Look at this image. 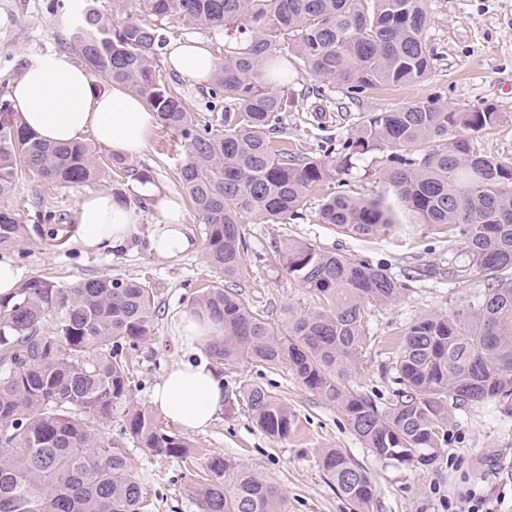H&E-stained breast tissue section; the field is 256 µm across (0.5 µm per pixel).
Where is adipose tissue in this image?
<instances>
[{"label":"adipose tissue","mask_w":512,"mask_h":512,"mask_svg":"<svg viewBox=\"0 0 512 512\" xmlns=\"http://www.w3.org/2000/svg\"><path fill=\"white\" fill-rule=\"evenodd\" d=\"M167 65L194 84L207 82L219 61L201 40H174L166 50ZM10 101L19 122L43 140L69 143L94 133L114 154L133 158L148 144L156 115L139 97L118 87L95 88L87 69L74 55L49 51L32 56L10 87ZM140 194L153 197L161 214L150 236V249L174 258L191 249L179 206L150 185ZM135 207L107 192L84 197L78 204V241L88 250L124 247L137 233ZM177 330L191 348L206 347L223 335L224 325L207 312H184ZM154 402L166 417L187 430L210 425L224 406V388L210 362L179 363L154 391Z\"/></svg>","instance_id":"1"}]
</instances>
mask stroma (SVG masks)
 Instances as JSON below:
<instances>
[{"label": "stroma", "instance_id": "1", "mask_svg": "<svg viewBox=\"0 0 512 512\" xmlns=\"http://www.w3.org/2000/svg\"><path fill=\"white\" fill-rule=\"evenodd\" d=\"M426 5L427 43L434 53L428 78L376 90L357 104L336 92L326 112L317 115L313 91L319 80L304 72L295 74L297 95L285 114L284 143L321 157L353 135L364 113L440 95L461 108L498 112V122L483 132L480 141L488 155L512 161V0H427ZM68 29L67 15L54 12L51 0H0V104L7 103L9 88L27 59L61 50ZM158 71L198 121L207 122L212 102L209 85L189 83L163 63ZM187 160L180 139L159 124L147 148L127 160L125 172L110 171L94 182L63 186L25 171L13 190L0 197V210L14 213L28 232L22 245L0 250V260L9 259L20 279L44 276L68 285L112 276L152 287V335L125 352L135 381L132 396L148 409L154 406V389L168 371L200 357L175 332L181 313L190 309L198 289L224 283L223 274L205 257L203 226L187 203L181 182ZM384 160V154L375 150L350 172L336 173L308 197L301 218L292 223L245 224L246 269L239 281L244 300L268 319L280 320L287 305L299 311L312 308L314 299L307 289L269 261L274 249L294 239L355 255L406 282L409 289L399 300L371 308L366 323L370 339L350 378L351 388L381 406L389 404L397 388L396 360L404 329L422 315L462 308L479 291L478 286L449 278L448 269L460 261V251L424 225L405 224L369 237H350L319 222L318 210L327 195L346 192L371 199L387 192L380 175ZM139 185L155 186L178 203L193 249L173 259L150 252L149 237L160 215L145 200L137 201L138 233L124 249L95 253L81 247L76 231L78 202L101 191L123 203L136 200L134 189ZM220 378L224 406L208 428L188 431L168 419L163 427L191 444L196 465L218 455L277 483L286 495L285 512H354L319 465L325 448L341 451L369 473L375 489L369 512H448L449 506H463L472 494L484 499L492 512H512V417L495 404L451 407L448 440L439 446L432 463L399 465L377 459L352 433L342 413L305 388L289 366H228ZM245 381L287 401L295 414L287 438L269 437L256 427L239 393ZM128 454L150 512H197L183 460L147 456L134 447Z\"/></svg>", "mask_w": 512, "mask_h": 512}]
</instances>
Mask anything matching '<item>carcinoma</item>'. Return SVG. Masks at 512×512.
<instances>
[{"instance_id":"obj_1","label":"carcinoma","mask_w":512,"mask_h":512,"mask_svg":"<svg viewBox=\"0 0 512 512\" xmlns=\"http://www.w3.org/2000/svg\"><path fill=\"white\" fill-rule=\"evenodd\" d=\"M98 2L83 0L64 47L106 86L140 97L180 137L188 150L183 188L204 224L205 257L224 280L244 273V218H299L336 169L379 150L386 154L380 174L396 203L340 193L322 200L319 220L367 237L407 216L461 245L466 261L451 277L484 286L464 308L423 315L405 328L399 388L380 408L348 381L368 340V307L396 301L408 285L353 254L290 240L270 262L317 306L305 313L288 307L274 323L233 288L198 292L193 303L224 323V335L207 346L217 369L289 364L385 461L430 464L448 436L450 399L456 406L494 402L512 414V162L484 154L478 141L498 113L438 97L370 112L343 142L339 162L276 146L293 102L292 68L352 102L427 78L433 55L425 0H147L154 20L129 13L117 23ZM170 18L234 32L211 78L212 98L223 99L224 109L208 124L197 123L156 75L167 43L162 21ZM22 168L64 185L99 178L102 163L90 144L48 143L1 107L0 195ZM26 235L25 225L0 211V249L21 245ZM153 297L143 282L110 277L68 287L32 277L0 295V512H147L125 441L146 455L190 458V443L132 398L123 351L151 336ZM240 393L262 432L290 434L295 415L287 402L251 383ZM120 406L125 429L117 440L103 427ZM320 462L337 492L366 512L374 496L368 473L333 448ZM193 495L200 512H284L279 485L220 456L207 459Z\"/></svg>"}]
</instances>
